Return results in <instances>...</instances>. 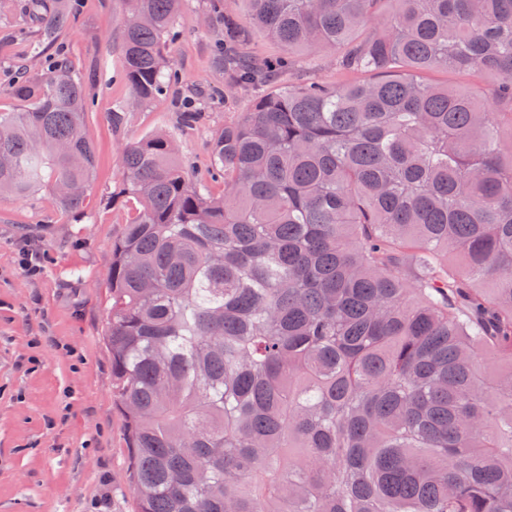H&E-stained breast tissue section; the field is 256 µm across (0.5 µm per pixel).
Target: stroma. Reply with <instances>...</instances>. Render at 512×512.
Here are the masks:
<instances>
[{
    "mask_svg": "<svg viewBox=\"0 0 512 512\" xmlns=\"http://www.w3.org/2000/svg\"><path fill=\"white\" fill-rule=\"evenodd\" d=\"M209 5L187 0L170 53L183 79L181 94L199 102L224 81L212 53L223 20ZM122 14L123 0H83L61 33L63 50L94 100L86 131L96 165L83 216L62 213L44 191L0 198V512H133L124 421L112 402L111 359L102 340L112 239L128 219L127 207L112 201L121 150L127 141L166 131L175 135L183 163L205 173L216 132L250 106L249 96H232L183 128L165 97L131 107L124 130L114 133L108 114L129 96L118 76ZM26 25L24 0H0L6 43L0 112L18 109L6 90L17 66H38L29 41L19 36ZM23 237L46 253L34 279L18 268L16 243ZM35 336L43 339L37 348ZM66 343L82 353L79 366L63 351Z\"/></svg>",
    "mask_w": 512,
    "mask_h": 512,
    "instance_id": "1",
    "label": "stroma"
}]
</instances>
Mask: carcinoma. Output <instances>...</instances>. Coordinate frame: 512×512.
<instances>
[{"label": "carcinoma", "instance_id": "carcinoma-1", "mask_svg": "<svg viewBox=\"0 0 512 512\" xmlns=\"http://www.w3.org/2000/svg\"><path fill=\"white\" fill-rule=\"evenodd\" d=\"M77 2L28 0L43 66L0 113V195L74 215L94 100L48 51ZM181 2L124 0L141 106L181 84ZM247 2L214 41L211 99L254 94L212 143L221 194L162 132L125 143L112 192L135 204L104 342L136 512H512V0ZM251 28L288 56L248 55ZM313 49L345 80L282 82ZM429 79L436 82H445L448 80V82H453L460 88L469 91L480 88L485 93L491 83V81L488 79H480V77H475L472 75L452 73L446 74L443 72L433 73L429 76Z\"/></svg>", "mask_w": 512, "mask_h": 512}]
</instances>
